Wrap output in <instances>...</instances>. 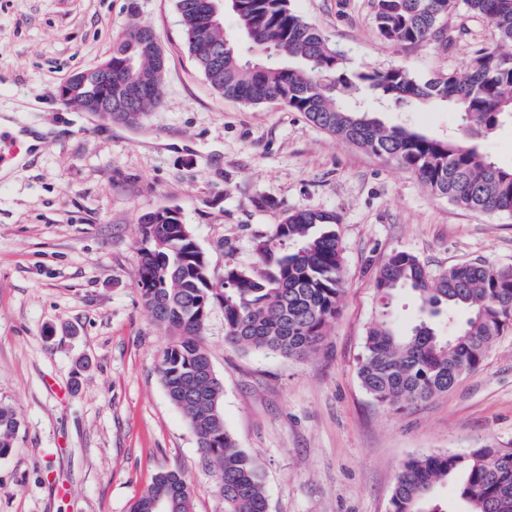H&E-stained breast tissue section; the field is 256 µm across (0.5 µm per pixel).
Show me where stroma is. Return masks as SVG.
Listing matches in <instances>:
<instances>
[{
    "instance_id": "1",
    "label": "stroma",
    "mask_w": 512,
    "mask_h": 512,
    "mask_svg": "<svg viewBox=\"0 0 512 512\" xmlns=\"http://www.w3.org/2000/svg\"><path fill=\"white\" fill-rule=\"evenodd\" d=\"M291 6L353 70L404 64L425 80L465 72L476 50L497 45L491 23L461 8L428 42L397 46L378 34L371 0ZM135 23L154 30L166 60L160 100L142 122L59 101L57 88L103 63ZM1 116L47 145L0 180V405L21 419L0 456V512H130L171 470L188 480L193 512H224L217 474L160 382L170 335L137 290V224L162 207L179 209L216 279L228 265L258 269L257 243L293 211L340 218L344 290L318 352L240 350L218 306L204 332L224 425L262 462L268 512H388L410 459L512 444V328L479 371L425 401L380 405L358 378L385 258L406 250L436 272L475 259L512 267V214L459 208L280 104L225 98L189 54L175 0H0ZM377 117L456 130L442 107ZM58 483L68 497L55 494Z\"/></svg>"
}]
</instances>
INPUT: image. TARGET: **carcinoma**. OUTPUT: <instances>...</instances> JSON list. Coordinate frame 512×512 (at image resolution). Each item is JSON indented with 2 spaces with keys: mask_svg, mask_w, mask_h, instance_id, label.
I'll list each match as a JSON object with an SVG mask.
<instances>
[{
  "mask_svg": "<svg viewBox=\"0 0 512 512\" xmlns=\"http://www.w3.org/2000/svg\"><path fill=\"white\" fill-rule=\"evenodd\" d=\"M462 2L468 14L492 24L498 47L475 51L462 76L448 72L427 80L404 64L346 68L340 52L290 0H224L214 18L197 8L198 0H176V7L189 53L224 96L300 112L324 132L413 172L433 194L463 209L512 213V169L496 165L481 145L500 125L512 123V0ZM456 7L457 0H372L375 27L392 45L425 42ZM226 15L233 18L230 29ZM102 66L112 70V83H100L93 69L67 104L80 108L101 96L112 99V121L144 119L160 99L163 68L140 58L134 30L116 40ZM143 76L158 92L128 101L127 88ZM348 90L408 111L449 107L458 118L457 132L442 138L409 125L387 126L369 109L345 103L340 93ZM337 224L332 212H292L256 246L263 272L229 265L217 285L178 211L158 209L140 219V300L171 335L159 355L160 380L220 476L224 512H268V502L262 464L224 426L219 378L201 372L210 362L204 340L210 311L216 304L224 310L225 338L241 350L296 359L315 353L339 313L343 292ZM290 241L296 242L293 250L276 251V244ZM402 287L416 293L422 315L408 330L387 313ZM376 288L380 312L366 332L358 377L382 405L450 391L462 376L481 369L495 339L512 327V268L475 259L434 274L415 254L395 251L380 267ZM443 318L455 319L447 336L438 329ZM19 427L18 414L1 405L0 456L12 448ZM454 476L462 477L459 496L467 512H512V448L494 442L467 453L409 460L393 486L389 512H440L431 489ZM167 497L172 512H192L189 484L174 471L154 477L131 512H149L153 501Z\"/></svg>",
  "mask_w": 512,
  "mask_h": 512,
  "instance_id": "obj_1",
  "label": "carcinoma"
}]
</instances>
